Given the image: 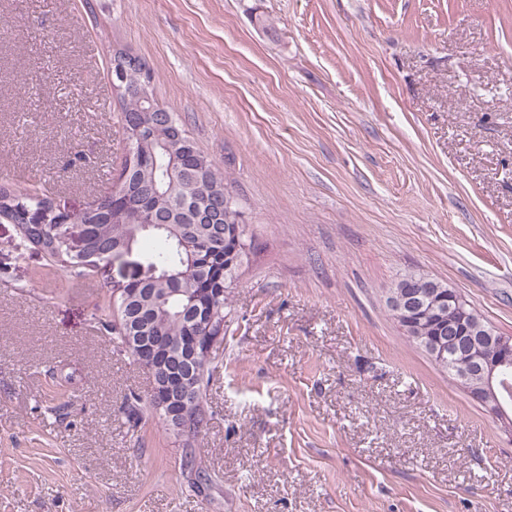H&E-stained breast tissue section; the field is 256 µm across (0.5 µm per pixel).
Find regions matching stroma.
Here are the masks:
<instances>
[{"label": "stroma", "instance_id": "1", "mask_svg": "<svg viewBox=\"0 0 512 512\" xmlns=\"http://www.w3.org/2000/svg\"><path fill=\"white\" fill-rule=\"evenodd\" d=\"M118 46L254 254L189 446L123 413L150 380L103 307L142 252L82 280L0 220V512H512V441L385 305L417 270L512 336V0H0V175L107 191Z\"/></svg>", "mask_w": 512, "mask_h": 512}]
</instances>
